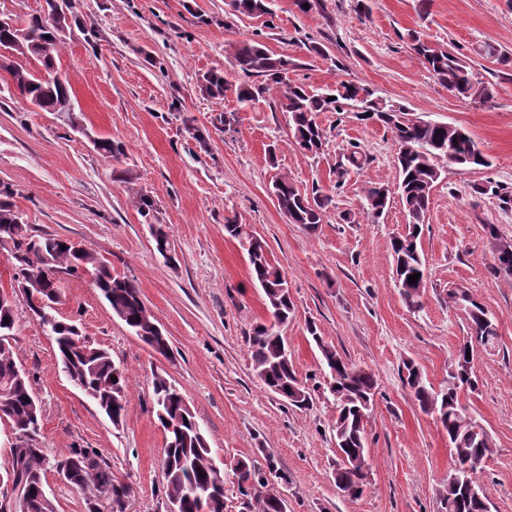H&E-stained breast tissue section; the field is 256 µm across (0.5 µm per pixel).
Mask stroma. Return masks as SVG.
Returning a JSON list of instances; mask_svg holds the SVG:
<instances>
[{
  "label": "stroma",
  "instance_id": "obj_1",
  "mask_svg": "<svg viewBox=\"0 0 512 512\" xmlns=\"http://www.w3.org/2000/svg\"><path fill=\"white\" fill-rule=\"evenodd\" d=\"M73 24L57 66L73 91V115L45 112L16 99L0 71V182L38 232L95 249L113 272L136 280L142 298L172 347L152 351L80 277L61 274L57 314L73 319L91 342L128 371L127 410L120 426L57 369L54 342L34 321L21 291L12 290L16 261L0 248V290H12L17 361L33 379L43 429L38 444L57 457L71 448L96 449L129 488L124 512H167L161 471L165 431L152 403L161 373L184 391L224 476V512H242L231 465L272 458L288 479L278 488L286 512H442L439 492L453 458L448 437L416 404L404 364L416 362L434 387L467 334L463 311L448 294L464 290L496 319L494 350L477 351L478 388L462 406L492 435L496 447L479 482L491 512H512V275L495 269V239L512 242V204L477 186L512 191V63L483 53L493 44L512 54V0H315L300 12L294 0H274L273 28L233 16L227 0H72ZM417 31L460 53L494 96L469 103L448 92L410 49ZM252 38L294 58L288 78L312 90L355 80L400 106L409 118L467 131L491 162L472 168L441 162L419 243L427 288L421 310L407 307L396 286L392 238L404 234L399 199L374 218L363 190L398 179L396 146L385 127L354 112H325L319 122L324 154L301 153L288 116L275 102L241 105L212 99L200 75L223 69L243 81L225 51ZM97 138L122 141L127 157L111 162L93 148ZM359 144L371 157L337 185L340 150ZM130 170L133 180L117 178ZM288 174L305 192L331 196L323 224L289 223L272 193ZM148 193L170 227L175 263L156 253L131 190ZM249 225L285 276L295 313L279 331L311 394L297 408L268 392L252 369L246 337L269 322L263 292L250 278L248 257L224 234L226 220ZM324 340L377 381L367 423L369 485L363 496L340 493L333 479L338 455L336 407L321 354L307 332Z\"/></svg>",
  "mask_w": 512,
  "mask_h": 512
}]
</instances>
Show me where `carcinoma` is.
Masks as SVG:
<instances>
[{"label":"carcinoma","instance_id":"cac0c4a2","mask_svg":"<svg viewBox=\"0 0 512 512\" xmlns=\"http://www.w3.org/2000/svg\"><path fill=\"white\" fill-rule=\"evenodd\" d=\"M48 11L33 15L25 21V34L9 27H0V70L12 79L16 97L22 102L36 104L46 112H70L71 87L58 72L57 59L71 30V17L56 18V0H47ZM231 14L251 18L271 17L270 0H228ZM411 49L427 69L457 98L473 103H485L492 98L491 83L476 78L465 60L449 50L432 45L418 32L407 34ZM238 69L247 76L262 79L258 84L235 85L224 72L212 69L200 78V90L208 97L222 99L233 94L241 103L255 102L266 96H278V107L288 113V124L294 145L301 151L317 156L324 151L327 134L318 121L322 112H344L346 107L357 108L365 121H372L390 130L397 146L399 182L397 194L406 211L408 231L391 241L395 274L402 297L409 308H422L426 278L425 258L418 245L421 224L428 211L431 191L441 175L439 160L468 167H487L489 160L477 142L464 130L442 123L418 121L404 123V112L374 96V93L352 81L326 93H314L302 84L288 82L292 65L285 54H275L262 42L239 40L227 43ZM35 65H30V62ZM94 147L104 157L120 161L126 156L125 145L112 139H98ZM370 161V156L358 144L351 143L341 153L336 167V187L346 176L358 171ZM274 194L280 208L292 224L315 230L323 223L329 198L315 191L301 192L292 179L279 176L273 182ZM12 187L0 184V247H9L17 261L13 276L17 287L24 291L36 286L41 294H54L49 274L64 272L90 279L110 305L113 314L123 321L136 336L156 354L167 358L171 346L158 331L154 316L146 307L135 280L112 272L99 253L87 246L77 245L67 238L50 233H37L25 223L11 202ZM366 211L372 217L383 214L391 194H382L376 186L365 191ZM133 203L144 221L150 224L156 248L171 250L168 226L153 224L155 202L151 196L134 192ZM224 232L239 242L246 251L252 279L262 288L264 304L277 321L285 323L294 312V302L288 283L280 269L268 257L266 244L248 230L247 225L228 220ZM66 249H61V246ZM420 274L417 282L408 276ZM448 302L461 308L466 316L469 341L457 349L448 367V381L437 390L427 381L414 361L404 364L405 382L415 401L448 435V446L454 465H484L494 453V443L488 431L468 414L460 403L461 390L477 385L470 366L473 359L467 351L475 345L492 348L498 338V327L488 310L471 297L448 294ZM17 330L13 306L0 304V421L9 425L20 440L21 447L10 448V455L19 466L17 477L22 482L28 500V512H55L45 490L46 459L37 437L41 420L34 417L39 402L34 395L30 374L15 359L9 341ZM328 371V390L336 401L337 416L333 428L338 448L344 458L336 464L334 480L344 486L349 495L363 494L367 477L362 470L366 448L367 419L373 410L377 382L374 376L349 362L336 347L324 341L315 326H308ZM75 332L71 321L57 319L53 341L59 352V362L65 375L82 383V392L120 426L126 413V378L112 362L110 353L101 347L85 349L73 341ZM253 371L264 387L297 408L309 404L310 393L298 378L288 354V344L274 326L258 323L248 335ZM154 407L165 430L162 469L165 475V495L178 512H224V477L216 464L209 442L200 428L184 393L161 374L152 380ZM82 459L67 483L85 495L88 512H95L99 494L112 495L113 509L123 512L127 487L114 479L110 466L91 448H71L60 460ZM238 491L244 512H286L285 501L274 480L287 481L277 472L271 458L261 464L255 460H240L235 467ZM444 512H489L488 498L479 480L471 482L460 476L448 482L439 492Z\"/></svg>","mask_w":512,"mask_h":512}]
</instances>
